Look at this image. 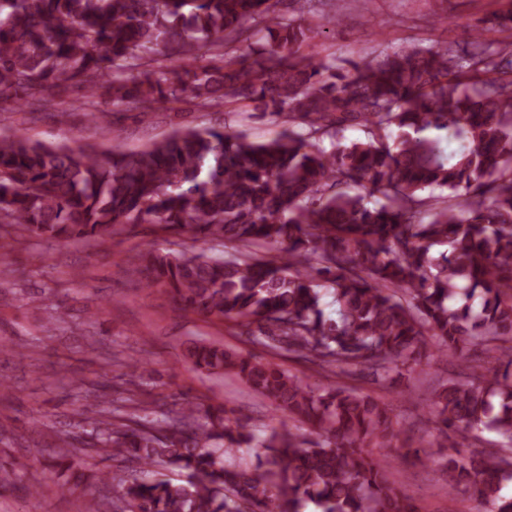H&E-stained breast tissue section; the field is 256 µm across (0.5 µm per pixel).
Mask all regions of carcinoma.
<instances>
[{"instance_id": "1", "label": "carcinoma", "mask_w": 512, "mask_h": 512, "mask_svg": "<svg viewBox=\"0 0 512 512\" xmlns=\"http://www.w3.org/2000/svg\"><path fill=\"white\" fill-rule=\"evenodd\" d=\"M262 31L269 40H253ZM310 39L274 0H0V99L45 106L50 92L81 89L84 116L100 128L104 100L143 112L244 101L288 124L267 143L179 127L137 152L116 136L109 149L84 151L0 136V224L57 246L140 224L219 241V257L157 249L131 271L318 373L363 368L410 381L429 349L461 356L481 341L498 365L429 393L437 447L461 431L512 444V49L504 56L473 31L463 46L327 62L301 51ZM356 127L366 140L342 143ZM441 133L457 148L444 152ZM438 243L448 253L433 258ZM258 245L277 253L259 255ZM186 358L236 376L320 440L284 425L255 444L243 419L203 401L147 421L103 410L87 460L99 483L67 487L84 512H299L308 502L320 512H415L371 453L392 430L384 403L342 384L313 387L220 344L195 341ZM253 447L254 467L224 465ZM106 461L123 473L116 497ZM445 472L449 497L512 512L502 495L511 458L457 448Z\"/></svg>"}]
</instances>
